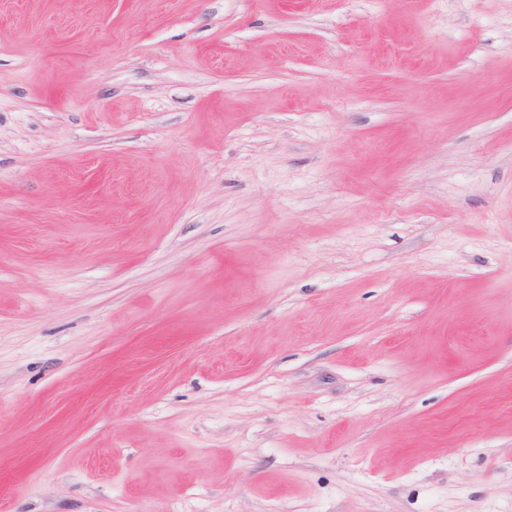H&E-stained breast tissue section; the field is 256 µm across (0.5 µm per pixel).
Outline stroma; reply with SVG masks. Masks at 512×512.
I'll return each mask as SVG.
<instances>
[{
	"label": "stroma",
	"instance_id": "35a3bbf8",
	"mask_svg": "<svg viewBox=\"0 0 512 512\" xmlns=\"http://www.w3.org/2000/svg\"><path fill=\"white\" fill-rule=\"evenodd\" d=\"M0 512H512V0H0Z\"/></svg>",
	"mask_w": 512,
	"mask_h": 512
}]
</instances>
